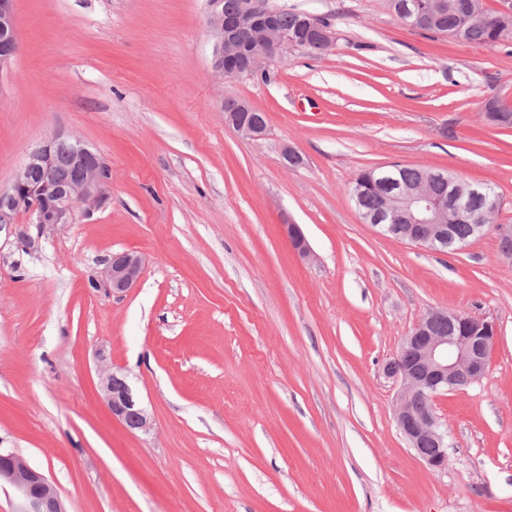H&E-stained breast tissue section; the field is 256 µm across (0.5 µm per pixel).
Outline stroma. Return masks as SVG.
Masks as SVG:
<instances>
[{
	"instance_id": "stroma-1",
	"label": "stroma",
	"mask_w": 512,
	"mask_h": 512,
	"mask_svg": "<svg viewBox=\"0 0 512 512\" xmlns=\"http://www.w3.org/2000/svg\"><path fill=\"white\" fill-rule=\"evenodd\" d=\"M283 2L330 16L335 48L222 77L205 0H12L0 187L58 134L109 180L34 250L0 236V449L66 512H512V260L491 231L445 254L380 234L350 193L360 169H442L492 185L512 225V128L483 115L493 94L512 107V42L419 33L387 0ZM229 98L265 113L264 138L225 126ZM123 251L143 270L117 296L103 270ZM431 308L498 325L482 381L437 399L439 472L384 371ZM102 353L149 432L112 417Z\"/></svg>"
}]
</instances>
